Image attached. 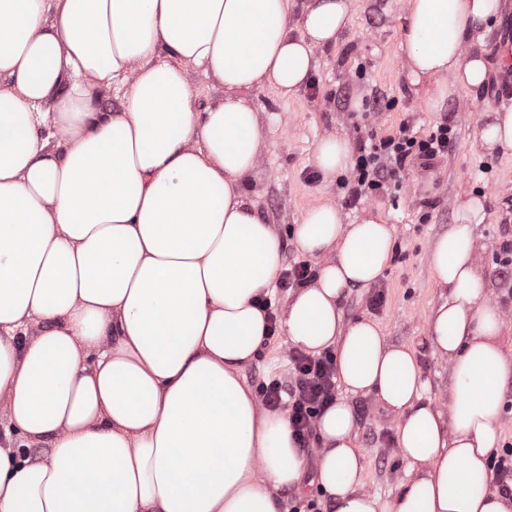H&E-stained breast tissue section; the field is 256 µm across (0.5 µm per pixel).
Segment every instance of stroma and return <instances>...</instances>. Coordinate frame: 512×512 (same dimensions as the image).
<instances>
[{"instance_id": "obj_1", "label": "stroma", "mask_w": 512, "mask_h": 512, "mask_svg": "<svg viewBox=\"0 0 512 512\" xmlns=\"http://www.w3.org/2000/svg\"><path fill=\"white\" fill-rule=\"evenodd\" d=\"M407 7V0H356L352 19L336 45L316 52L313 87L288 97L271 89L252 91L265 138L255 202L279 233L282 264L303 261L291 227L321 199L342 200L339 177H325L314 162L321 139L342 136L357 147L397 131L404 121L422 134L450 121L455 140L447 156L428 169L412 167L396 195L380 191L358 208L342 210L348 222L365 210L378 211L394 225L396 234L392 259L378 283L385 293L384 304L372 310L370 289H348L341 302L345 318L375 320L390 343L411 346L429 395L442 400L452 384V372L435 354L425 330L426 316L440 294L428 254L436 237L458 223L457 201L468 195L485 200L486 218L473 227L478 263L492 301L501 303L506 313L503 341L512 347V303L505 299L512 280L500 276L495 261L503 240L512 234L501 226L499 217L502 197L512 193V150L489 151L474 145L484 109L505 106L498 92L502 73L512 68V50L501 46L500 40L512 26V0H503L499 18L480 36L492 64L485 85L444 101L438 98L443 78L425 77L415 83L409 77L400 47ZM289 349L285 337L271 339L243 368L246 381L285 374ZM351 403L356 441L365 455L366 488L381 499H391L406 478V462L386 438L393 419L373 397L356 396Z\"/></svg>"}]
</instances>
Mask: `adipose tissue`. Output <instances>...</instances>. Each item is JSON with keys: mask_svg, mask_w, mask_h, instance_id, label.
<instances>
[{"mask_svg": "<svg viewBox=\"0 0 512 512\" xmlns=\"http://www.w3.org/2000/svg\"><path fill=\"white\" fill-rule=\"evenodd\" d=\"M353 0H0V512H280L307 482L336 512H512L492 486L512 356L481 274L482 199L439 235L442 290L425 329L453 374L445 405L414 352L347 289L384 274L395 228L344 223L318 203L294 228L313 277L275 309L288 343L336 355L344 393L317 418L315 479L286 411L241 374L268 336L280 239L251 198L264 143L247 93L300 91ZM502 0H408L400 47L412 81L448 94L487 79L466 49ZM222 93L197 107L189 70ZM121 92L120 110L101 105ZM392 416L407 479L364 488L350 397ZM46 442L31 459L24 446Z\"/></svg>", "mask_w": 512, "mask_h": 512, "instance_id": "obj_1", "label": "adipose tissue"}]
</instances>
